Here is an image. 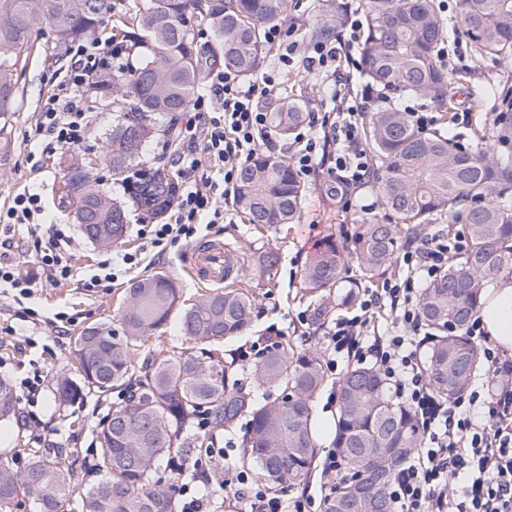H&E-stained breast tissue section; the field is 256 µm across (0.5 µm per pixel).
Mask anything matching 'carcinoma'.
Listing matches in <instances>:
<instances>
[{
	"label": "carcinoma",
	"mask_w": 512,
	"mask_h": 512,
	"mask_svg": "<svg viewBox=\"0 0 512 512\" xmlns=\"http://www.w3.org/2000/svg\"><path fill=\"white\" fill-rule=\"evenodd\" d=\"M326 20L312 30L318 39L335 34V18L348 5L321 0ZM367 26L359 48L363 79L372 87L400 91L450 112V78L438 50L454 33L442 16L440 0H360ZM112 0H0V162L12 150L9 127L17 104V70L30 55L31 30L50 24L56 46L95 32L112 18V37L134 41L137 64L96 77L90 88L112 91L121 119L106 137L105 160L120 178L135 166L155 133L159 115L170 120L185 111L217 61L247 77L273 53L264 32L288 16V0H136L130 14L114 16ZM212 30L221 55H209L195 43L192 22ZM459 28L468 38L476 63L512 56V0H459ZM306 118L304 100L281 96L269 112L270 124L289 138ZM362 136L376 158L372 186L390 223L363 224L354 259L359 275L345 280L348 255L327 244L304 270V287L317 296L312 323L322 325L333 309L332 290L343 288L340 304L354 303L361 288L400 273L395 263L403 239H416L437 219L462 224L464 252L423 289L418 313L430 347L424 369L431 389L448 398L463 394L483 363L480 348L467 334L481 306L485 285L512 273V154L482 147L464 150L444 128L420 131L407 113L380 107L365 117ZM133 199L159 214L173 200L175 185L161 164L135 173ZM305 186L283 158L257 151L238 176L234 203L250 224L296 223ZM75 205V219L87 238L103 247L125 237L126 205L99 189L94 168L69 164L62 190ZM279 254L259 253L253 276L273 275ZM244 269L230 252L225 288L189 306L169 275L154 273L125 289L120 314L122 335L104 325L84 328L71 354L75 374L53 380L58 407L80 408L93 393L128 387V395L110 403L98 437L104 478L88 488L76 461L65 462L49 448L30 453L19 472L0 459V512L20 497L38 501L40 512H68L79 497L80 512H177L172 487L154 481L165 461L187 462L203 447L206 435L195 424L205 416L211 427H229L247 418L242 464L256 468L277 487L295 486L310 476L318 441L312 409L326 378L317 352L280 338L252 368L255 384L276 397L258 399L238 382L234 360H223L218 346L248 331L254 294L239 287ZM177 315L191 347L173 346L144 353L151 335ZM17 395L0 378V425L18 419ZM416 413L394 395L373 367L355 365L338 384L333 448L342 465L323 512H390L387 485L420 446Z\"/></svg>",
	"instance_id": "obj_1"
}]
</instances>
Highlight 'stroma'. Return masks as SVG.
I'll use <instances>...</instances> for the list:
<instances>
[{
  "label": "stroma",
  "mask_w": 512,
  "mask_h": 512,
  "mask_svg": "<svg viewBox=\"0 0 512 512\" xmlns=\"http://www.w3.org/2000/svg\"><path fill=\"white\" fill-rule=\"evenodd\" d=\"M32 39L37 51L18 69L17 111L11 129L13 150L7 163L0 165V211H8L20 194H38L45 210V224L59 225L71 237L68 260L74 276L60 283L49 281L25 227L0 225V253L18 263L21 274L35 283L27 297L19 296L14 289L0 288V377L12 381L18 398V421L9 428V443L0 446V458L9 459L15 469L22 470L28 464L27 449L74 448L78 451L83 482L90 486L100 477L95 468L101 451L97 429L105 419L106 404L88 399L77 411L79 424H72L70 417L58 409L49 380L69 371L73 339L84 327L103 324L119 330L123 292L132 280L166 273L177 279L184 300L192 304L209 291L208 285L197 283L186 271L192 246L205 240H219L247 261L258 251L274 248L280 260L273 278L245 282L256 297L252 325L243 336L226 342L224 353L234 357L238 347L267 335L274 326L297 345L322 355L326 352L327 329L311 323L314 300L303 288V270L326 241L353 251L360 225L387 220L388 215L369 186L359 190L357 204L349 210L323 195L321 184L335 151L334 144L324 142L319 149L320 164L303 180L306 193L297 223L271 228L245 223L229 200L223 208L230 212V222L201 228L195 237L179 240L165 249L154 248L139 233L144 211L129 203L124 183L116 181L110 167L101 160L105 137L118 119L111 106V95L95 97L83 88L76 91L75 97L89 120L88 135L80 146L64 150L52 137L33 138L32 131L46 97L66 80L73 59L70 48L55 47L47 23L34 26ZM447 66L455 102L449 137L470 145L479 130L487 142H494L500 106L497 100L483 97L482 89L493 78L512 82V57L474 64L468 41L455 35L448 44ZM280 91L302 96L314 116L332 111L334 106L332 86L307 69L300 58L282 77ZM71 160L91 164L101 188L111 197L128 202L129 224L122 244L104 249L82 234L72 207L60 192L65 164ZM124 253L139 256L140 264L94 290L84 288V281L99 273L102 265ZM61 313L66 316L62 322L57 319ZM346 369V364H339L314 402L319 454L323 457L332 450L336 384ZM37 375L44 382L37 393H28L24 382Z\"/></svg>",
  "instance_id": "1"
}]
</instances>
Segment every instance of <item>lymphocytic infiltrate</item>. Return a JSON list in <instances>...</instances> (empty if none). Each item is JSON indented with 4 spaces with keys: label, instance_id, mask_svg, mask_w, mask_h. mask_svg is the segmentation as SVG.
Segmentation results:
<instances>
[{
    "label": "lymphocytic infiltrate",
    "instance_id": "1",
    "mask_svg": "<svg viewBox=\"0 0 512 512\" xmlns=\"http://www.w3.org/2000/svg\"><path fill=\"white\" fill-rule=\"evenodd\" d=\"M345 27L347 41L314 45L306 58L308 68L338 75L357 67L353 50L363 22L353 14ZM121 55V50L95 40L79 45L70 78L48 97L35 125V136L52 137L66 148L79 146L87 136L88 123L72 91L113 68ZM279 87L278 70L260 72L245 84L236 71L227 68L216 74L208 94L192 101L194 117L178 131L187 150L177 173L175 206L166 222L146 224L140 230L153 246L164 247L193 237L200 223L223 222L224 212L217 202L231 196L240 170L257 148L270 140L272 130L264 104ZM333 99L336 117L332 133L338 148L331 157L329 172L343 189V207L349 209L371 168L361 140L367 101L353 96L341 82ZM213 168L222 171V180L210 177ZM417 293L411 278L384 290L394 321L403 328L400 334L367 340L365 331L373 320L369 299L362 301L358 314L337 321L328 332L326 370L336 372L342 356L374 365L421 421L420 447L388 486L392 512H512V361L501 358L498 350L484 348L483 355L493 368L495 391L485 396L473 391L448 400L436 398L410 349L413 337L423 331ZM454 479L461 487L451 495L446 488ZM224 484L235 488L244 512L306 509L305 501L287 503L242 471H227Z\"/></svg>",
    "mask_w": 512,
    "mask_h": 512
}]
</instances>
